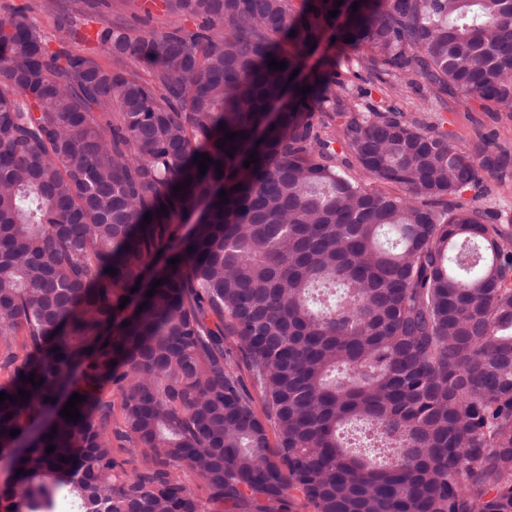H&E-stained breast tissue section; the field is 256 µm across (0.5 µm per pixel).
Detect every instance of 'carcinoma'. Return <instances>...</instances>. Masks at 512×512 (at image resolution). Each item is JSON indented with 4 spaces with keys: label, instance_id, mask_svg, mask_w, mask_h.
<instances>
[{
    "label": "carcinoma",
    "instance_id": "cac0c4a2",
    "mask_svg": "<svg viewBox=\"0 0 512 512\" xmlns=\"http://www.w3.org/2000/svg\"><path fill=\"white\" fill-rule=\"evenodd\" d=\"M65 2L0 18V512H512V155L340 79L512 112V0H164L198 26L147 38ZM342 79L349 88L351 100L363 109L369 104L377 105L384 98L382 85L364 68L351 66L350 71L344 70ZM481 174L493 189L491 198L485 207L497 217L498 224L512 225V179L500 186L496 177H492L484 171H481Z\"/></svg>",
    "mask_w": 512,
    "mask_h": 512
}]
</instances>
